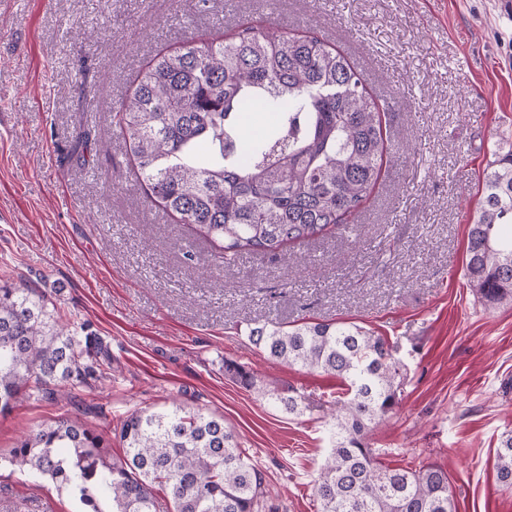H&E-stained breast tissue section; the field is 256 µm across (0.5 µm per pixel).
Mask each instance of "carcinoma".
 <instances>
[{"instance_id":"carcinoma-1","label":"carcinoma","mask_w":512,"mask_h":512,"mask_svg":"<svg viewBox=\"0 0 512 512\" xmlns=\"http://www.w3.org/2000/svg\"><path fill=\"white\" fill-rule=\"evenodd\" d=\"M256 108L277 115L273 134L246 136ZM382 115L335 45L262 21L155 54L114 118L147 198L218 248L229 267L244 254L277 255L348 229L390 154ZM202 145L211 152L206 164L196 160ZM503 224H512V149L488 164L480 212L467 225L465 275L487 306L512 303V237H502ZM59 294L0 285L1 413L25 397L70 404L112 375L108 344L88 323L62 322ZM246 336L268 359L345 386L318 403L331 410L334 438L315 481L319 512H457L447 468L391 467L368 442L399 406L405 382L387 337L351 321L257 323ZM224 373L290 414L302 411L304 397L291 386H260L230 360ZM81 415L77 408L21 437L4 461L51 480L80 512H279L222 415L174 400L128 414L111 434ZM495 470L511 491L512 428L500 435Z\"/></svg>"}]
</instances>
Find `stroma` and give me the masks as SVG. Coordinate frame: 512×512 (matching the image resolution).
I'll use <instances>...</instances> for the list:
<instances>
[{"instance_id":"35a3bbf8","label":"stroma","mask_w":512,"mask_h":512,"mask_svg":"<svg viewBox=\"0 0 512 512\" xmlns=\"http://www.w3.org/2000/svg\"><path fill=\"white\" fill-rule=\"evenodd\" d=\"M271 14L334 43L390 102L394 156L356 238L227 268L147 199L113 109L158 52ZM511 149L512 0H0V280L59 289L72 320L110 345L111 380L81 393L91 428L172 397L223 415L279 512L319 510L331 438L316 403L341 385L267 360L245 335L257 321H356L387 336L407 378L372 434L384 462L445 466L458 512H512L494 472L512 426V304L484 306L465 276L483 172ZM228 359L294 386L307 410L236 384ZM65 410L24 399L0 414V456ZM76 509L50 480L0 469V512Z\"/></svg>"}]
</instances>
